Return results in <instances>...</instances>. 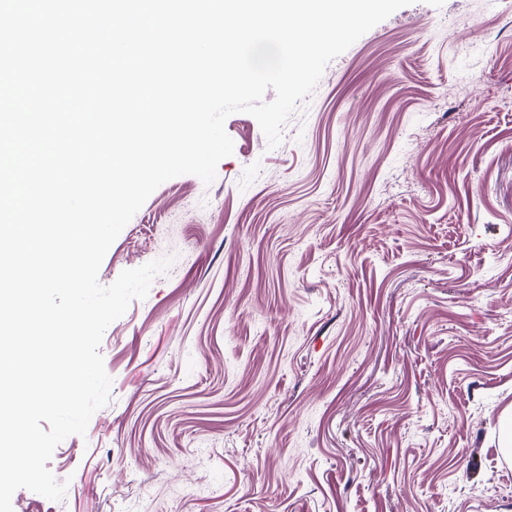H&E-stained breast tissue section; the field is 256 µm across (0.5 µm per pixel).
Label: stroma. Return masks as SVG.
Here are the masks:
<instances>
[{"label": "stroma", "instance_id": "obj_1", "mask_svg": "<svg viewBox=\"0 0 512 512\" xmlns=\"http://www.w3.org/2000/svg\"><path fill=\"white\" fill-rule=\"evenodd\" d=\"M225 129L107 251L104 286L175 262L103 335L64 497L13 512H512V0H415L278 147Z\"/></svg>", "mask_w": 512, "mask_h": 512}]
</instances>
